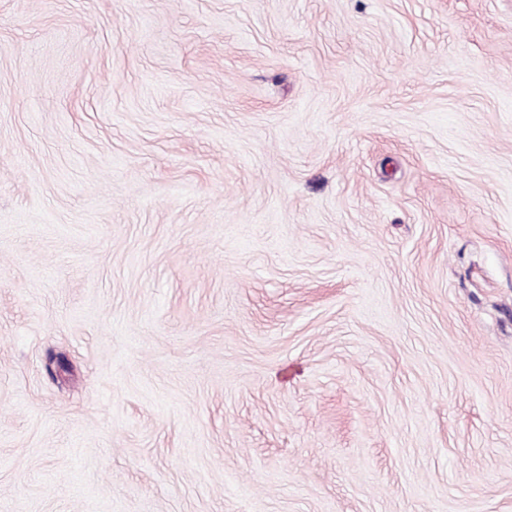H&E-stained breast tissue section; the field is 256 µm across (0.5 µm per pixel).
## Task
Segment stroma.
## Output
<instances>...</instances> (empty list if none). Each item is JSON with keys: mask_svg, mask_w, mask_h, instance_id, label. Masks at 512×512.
I'll return each instance as SVG.
<instances>
[{"mask_svg": "<svg viewBox=\"0 0 512 512\" xmlns=\"http://www.w3.org/2000/svg\"><path fill=\"white\" fill-rule=\"evenodd\" d=\"M0 512H512V0H0Z\"/></svg>", "mask_w": 512, "mask_h": 512, "instance_id": "obj_1", "label": "stroma"}]
</instances>
